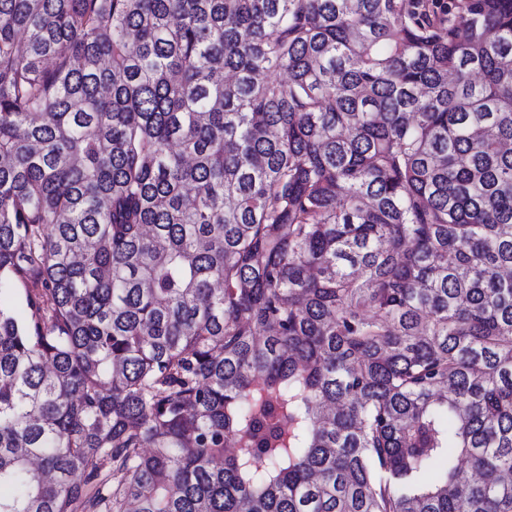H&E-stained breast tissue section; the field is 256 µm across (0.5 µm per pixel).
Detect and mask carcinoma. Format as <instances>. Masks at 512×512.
<instances>
[{"instance_id":"cac0c4a2","label":"carcinoma","mask_w":512,"mask_h":512,"mask_svg":"<svg viewBox=\"0 0 512 512\" xmlns=\"http://www.w3.org/2000/svg\"><path fill=\"white\" fill-rule=\"evenodd\" d=\"M511 270L512 0H0V512H512ZM30 287H32L30 283L21 281L11 283L7 287L9 289L4 290L2 295H0V303L2 304V307L9 308L18 315L24 316L26 314L25 289Z\"/></svg>"}]
</instances>
